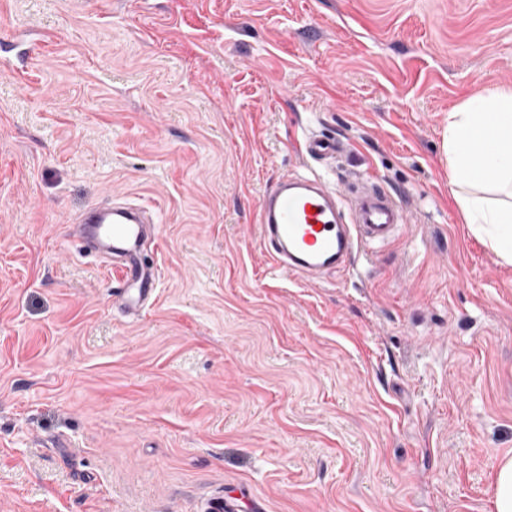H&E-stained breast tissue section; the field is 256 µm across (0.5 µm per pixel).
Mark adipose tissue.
Listing matches in <instances>:
<instances>
[{"label": "adipose tissue", "mask_w": 512, "mask_h": 512, "mask_svg": "<svg viewBox=\"0 0 512 512\" xmlns=\"http://www.w3.org/2000/svg\"><path fill=\"white\" fill-rule=\"evenodd\" d=\"M449 186L463 220L512 263V89L470 98L448 114Z\"/></svg>", "instance_id": "adipose-tissue-1"}]
</instances>
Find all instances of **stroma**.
Listing matches in <instances>:
<instances>
[{
    "instance_id": "35a3bbf8",
    "label": "stroma",
    "mask_w": 512,
    "mask_h": 512,
    "mask_svg": "<svg viewBox=\"0 0 512 512\" xmlns=\"http://www.w3.org/2000/svg\"><path fill=\"white\" fill-rule=\"evenodd\" d=\"M0 512H491L512 265L448 189V114L512 87V0H0ZM344 141L327 163L303 135ZM410 212L354 274L277 276L283 176ZM147 205L162 286L115 307L74 219Z\"/></svg>"
}]
</instances>
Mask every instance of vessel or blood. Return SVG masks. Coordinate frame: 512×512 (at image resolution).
Masks as SVG:
<instances>
[{
    "instance_id": "obj_1",
    "label": "vessel or blood",
    "mask_w": 512,
    "mask_h": 512,
    "mask_svg": "<svg viewBox=\"0 0 512 512\" xmlns=\"http://www.w3.org/2000/svg\"><path fill=\"white\" fill-rule=\"evenodd\" d=\"M298 148L316 162L333 158L340 149L336 139L305 138ZM142 208L125 204L95 206L87 210L74 245L97 237L111 241L112 253L121 257L113 272L119 287L115 299L124 309L140 310L157 290L160 271L146 270L139 261L145 233ZM259 242L276 269L310 279L346 268L360 251L396 239L408 222L406 209L376 177L342 200L318 175L285 177L265 192L256 207Z\"/></svg>"
}]
</instances>
